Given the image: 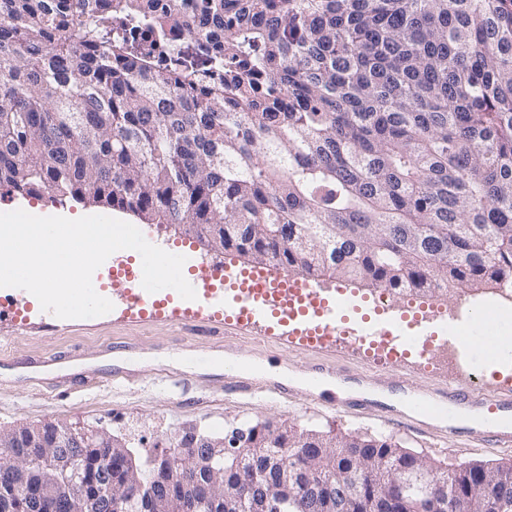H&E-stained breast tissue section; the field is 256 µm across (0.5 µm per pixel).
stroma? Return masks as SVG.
Returning a JSON list of instances; mask_svg holds the SVG:
<instances>
[{
    "mask_svg": "<svg viewBox=\"0 0 512 512\" xmlns=\"http://www.w3.org/2000/svg\"><path fill=\"white\" fill-rule=\"evenodd\" d=\"M23 208L35 213L59 212L73 218L103 214L138 224L136 216L122 210L54 202L45 196L22 198L0 189V212ZM139 226L148 242L166 251L190 252L195 264L237 270L249 266L238 253L212 252L198 239L174 228ZM108 343H132L136 349L107 355L103 347ZM228 346L238 348L243 355L259 357L268 371L285 366L301 373L312 359L310 353L299 348L274 338L262 343L239 329L213 336L201 330L109 314L48 321L39 303L31 302L25 321L16 324L0 320V426L80 422L117 436L132 433L151 445L174 440L190 428L221 436L245 425L273 421L324 431L382 435L445 470L462 462L512 463V447L436 445L418 434L383 426L370 416L341 418L328 404L303 395L281 399L262 391L229 394L224 390L223 371L205 368L192 374L177 364L182 353L197 351L213 356ZM62 351L79 354L80 366L96 371V378L64 392L52 388L49 373L31 375L18 367L23 360ZM113 366L122 369V376H109L108 370Z\"/></svg>",
    "mask_w": 512,
    "mask_h": 512,
    "instance_id": "35a3bbf8",
    "label": "stroma"
}]
</instances>
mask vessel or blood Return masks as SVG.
Segmentation results:
<instances>
[{
  "label": "vessel or blood",
  "mask_w": 512,
  "mask_h": 512,
  "mask_svg": "<svg viewBox=\"0 0 512 512\" xmlns=\"http://www.w3.org/2000/svg\"><path fill=\"white\" fill-rule=\"evenodd\" d=\"M224 281L238 283L235 297L215 291V283ZM191 284L197 304L210 311V331L220 332L232 325L256 330L263 341L282 329L291 343L311 352L349 347L371 365L388 356L397 371L387 378L373 368L349 373L324 362L307 367L312 382L329 381L350 390V397H337V414L354 417L372 410L384 424L405 426L452 444L512 447V376L504 375L489 387L482 375L489 359L512 360V319L501 315L495 306L459 310L449 319L430 309L410 320L392 314L385 306L356 324L348 316L353 303L343 287L327 296L308 280L283 278L271 284L262 270L241 275L221 266L200 270ZM121 294L124 306L148 321L165 312L175 296L171 289L147 292L138 276L129 278ZM438 323L444 328V337L437 342L433 328ZM443 346L459 355L468 382L452 379L436 387L419 386L406 373L405 364L413 358L425 368L435 365ZM224 381L236 394L251 395L259 390L279 398L298 394L294 384L266 378L259 364L250 370L237 364Z\"/></svg>",
  "instance_id": "vessel-or-blood-1"
}]
</instances>
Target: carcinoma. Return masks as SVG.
<instances>
[{"label":"carcinoma","instance_id":"carcinoma-1","mask_svg":"<svg viewBox=\"0 0 512 512\" xmlns=\"http://www.w3.org/2000/svg\"><path fill=\"white\" fill-rule=\"evenodd\" d=\"M0 188L312 281L512 288V0H0ZM367 448L301 427L260 447ZM512 488V463L434 469Z\"/></svg>","mask_w":512,"mask_h":512}]
</instances>
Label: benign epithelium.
I'll use <instances>...</instances> for the list:
<instances>
[{"instance_id": "7a95c632", "label": "benign epithelium", "mask_w": 512, "mask_h": 512, "mask_svg": "<svg viewBox=\"0 0 512 512\" xmlns=\"http://www.w3.org/2000/svg\"><path fill=\"white\" fill-rule=\"evenodd\" d=\"M267 424L256 426L252 435L236 432L222 437L189 432L179 442L182 467L194 473L187 482L172 471L169 459L154 448L137 452L129 440L103 429H89L79 423L47 421L38 425L0 427V450L10 453L17 446L43 448L39 457L16 460L13 489L0 494V506L6 512H34L56 498L57 489L67 486V512H272L293 499L306 501L320 512H383L403 507L406 512H472V495L460 496L437 485L432 472L419 456L387 458L395 476L383 494L368 492L365 484L344 479L335 484L324 478L320 462L328 454L323 448H307L306 465L294 473L300 494L288 496V472L279 455L257 447ZM108 446L129 461L123 482L112 480L110 459L99 460L89 472L80 448ZM231 456L235 467L251 475L248 488L224 492V457ZM145 461L152 468L153 483L144 486L140 479ZM40 472L36 481L28 480V470Z\"/></svg>"}]
</instances>
